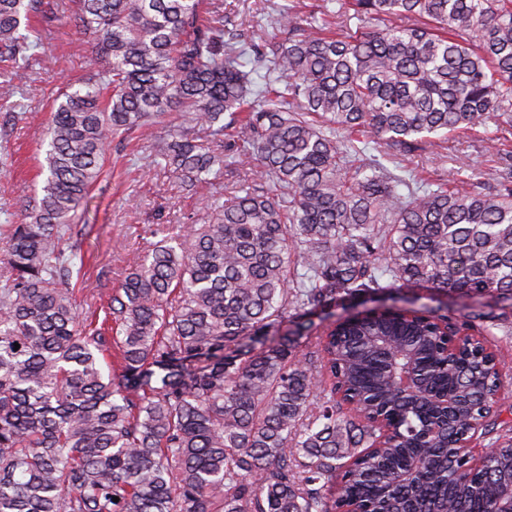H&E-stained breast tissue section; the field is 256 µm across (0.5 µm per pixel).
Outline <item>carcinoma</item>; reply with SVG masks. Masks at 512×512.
I'll use <instances>...</instances> for the list:
<instances>
[{"mask_svg": "<svg viewBox=\"0 0 512 512\" xmlns=\"http://www.w3.org/2000/svg\"><path fill=\"white\" fill-rule=\"evenodd\" d=\"M75 6L87 77L52 113L41 194L0 240V512H493L512 487V430L476 475L457 446L500 416L481 413L501 390L484 330L462 324L450 365L439 326L457 323L431 311L314 333L305 318L428 287L489 297L512 324V180L404 198L347 147L362 136L408 155L512 125V0L284 6L266 36L224 0ZM52 10L0 0L1 69L28 68L31 18ZM167 112L182 121L153 162L184 189L244 172L205 223L152 233L98 328L70 284L83 265L70 224L112 142ZM372 336L404 352L418 393ZM457 392L446 419L436 399Z\"/></svg>", "mask_w": 512, "mask_h": 512, "instance_id": "1", "label": "carcinoma"}]
</instances>
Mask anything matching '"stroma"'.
Returning a JSON list of instances; mask_svg holds the SVG:
<instances>
[{"instance_id": "1", "label": "stroma", "mask_w": 512, "mask_h": 512, "mask_svg": "<svg viewBox=\"0 0 512 512\" xmlns=\"http://www.w3.org/2000/svg\"><path fill=\"white\" fill-rule=\"evenodd\" d=\"M54 17L45 23L39 51L42 65L19 73L21 89L17 105H0V233L20 223L30 197L40 191L45 162V123L57 98L79 82L86 72L91 39L70 22V0H56ZM178 113L170 112L154 119L146 128L126 140L114 141L102 177L93 187L87 208L79 209L72 226V237L85 253L83 290L80 301L99 307L123 279L127 264L152 231L161 225L186 223L194 219L204 223L206 196L224 192L223 180H215L199 194L188 193L163 166L151 164L149 155L155 140L166 136L178 123ZM498 141H490V133ZM367 153L380 156L383 164L403 181L400 194H407L413 183L426 184L443 178L451 183L492 191L499 184L504 163L500 150L512 152V128L495 124L449 136L444 149H423L404 158L381 155L375 143H367ZM403 304L408 308L423 305L439 313L463 320L475 316L485 324L483 301L448 295L429 289L406 291Z\"/></svg>"}]
</instances>
